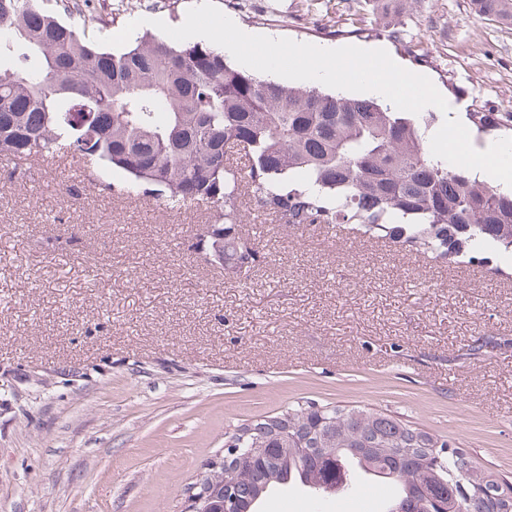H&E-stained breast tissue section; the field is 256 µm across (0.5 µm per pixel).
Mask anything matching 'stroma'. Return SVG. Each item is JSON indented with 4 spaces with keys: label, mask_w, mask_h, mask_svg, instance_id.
Wrapping results in <instances>:
<instances>
[{
    "label": "stroma",
    "mask_w": 512,
    "mask_h": 512,
    "mask_svg": "<svg viewBox=\"0 0 512 512\" xmlns=\"http://www.w3.org/2000/svg\"><path fill=\"white\" fill-rule=\"evenodd\" d=\"M238 26L379 44L449 105L512 113V26L468 0H392L352 31L343 0H215ZM75 161L0 162V512H183L240 424L305 401L388 410L512 481V275L356 231L243 225L240 281L171 209ZM288 491L289 512H384Z\"/></svg>",
    "instance_id": "1"
}]
</instances>
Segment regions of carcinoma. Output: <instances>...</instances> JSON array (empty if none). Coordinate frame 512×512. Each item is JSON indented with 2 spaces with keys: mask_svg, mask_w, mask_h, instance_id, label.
Returning a JSON list of instances; mask_svg holds the SVG:
<instances>
[{
  "mask_svg": "<svg viewBox=\"0 0 512 512\" xmlns=\"http://www.w3.org/2000/svg\"><path fill=\"white\" fill-rule=\"evenodd\" d=\"M370 0H350L356 23L380 20ZM478 15L512 25V0H470ZM124 3L0 0V160L69 155L122 173L171 208L205 202L214 220L195 243L241 279L259 261L242 235L248 216L304 229L352 225L450 265L476 261L502 272L512 256V192L432 155L435 112H393L372 99L295 88L248 74L223 47L171 44L145 34L108 51ZM68 16L64 22L59 13ZM478 134L512 123V113L468 112ZM239 429L247 459L210 471L232 484L239 507L279 485L345 488L357 473L393 482L402 512H512L508 503L460 508L473 475L502 481L426 448L449 440L383 411L358 405L298 407Z\"/></svg>",
  "mask_w": 512,
  "mask_h": 512,
  "instance_id": "obj_1",
  "label": "carcinoma"
}]
</instances>
